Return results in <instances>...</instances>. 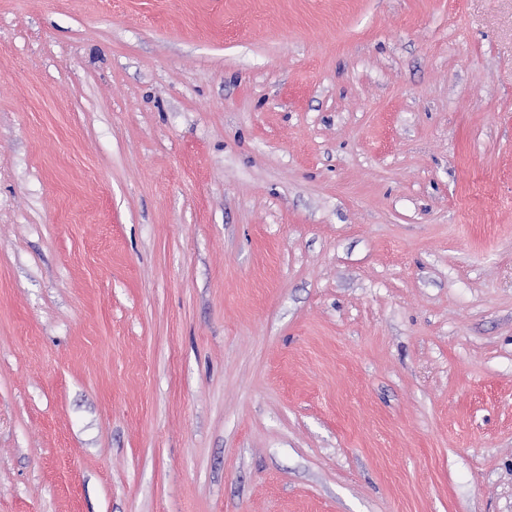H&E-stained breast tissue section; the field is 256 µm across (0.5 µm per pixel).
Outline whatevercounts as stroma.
I'll use <instances>...</instances> for the list:
<instances>
[{
    "label": "stroma",
    "instance_id": "35a3bbf8",
    "mask_svg": "<svg viewBox=\"0 0 512 512\" xmlns=\"http://www.w3.org/2000/svg\"><path fill=\"white\" fill-rule=\"evenodd\" d=\"M0 512H512V0H0Z\"/></svg>",
    "mask_w": 512,
    "mask_h": 512
}]
</instances>
